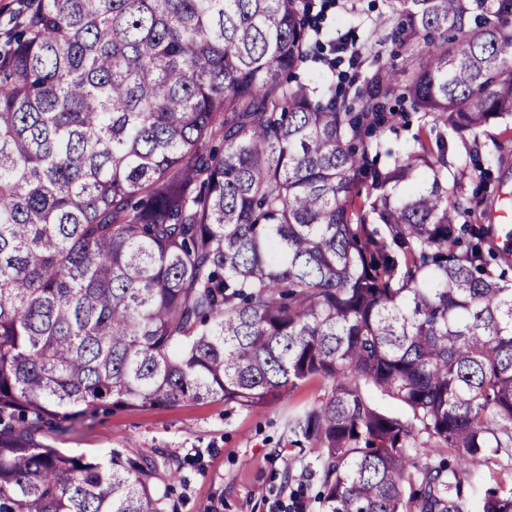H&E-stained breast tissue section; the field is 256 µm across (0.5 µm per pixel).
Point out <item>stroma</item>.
<instances>
[{
	"label": "stroma",
	"instance_id": "35a3bbf8",
	"mask_svg": "<svg viewBox=\"0 0 512 512\" xmlns=\"http://www.w3.org/2000/svg\"><path fill=\"white\" fill-rule=\"evenodd\" d=\"M324 9L311 40L318 49L301 69L319 84L368 78L379 63L393 61L395 48L377 22L383 0H314ZM431 142L436 134L421 122L397 120L393 129L368 135V156L388 164L415 137ZM481 151L501 147L486 197L471 218L494 227L493 243L503 246L512 217V131L505 123L487 126L478 138ZM326 382L312 377L269 397L253 408L224 405L219 399L182 401L155 408H107L45 434L46 443L70 454L104 460L137 461L154 456L152 485L166 490L162 512H321L316 495L321 472L316 453L288 431V419L316 405Z\"/></svg>",
	"mask_w": 512,
	"mask_h": 512
}]
</instances>
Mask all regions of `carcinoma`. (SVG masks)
I'll return each mask as SVG.
<instances>
[{
  "label": "carcinoma",
  "mask_w": 512,
  "mask_h": 512,
  "mask_svg": "<svg viewBox=\"0 0 512 512\" xmlns=\"http://www.w3.org/2000/svg\"><path fill=\"white\" fill-rule=\"evenodd\" d=\"M0 51V512H162L155 461L43 442L104 406L288 420L322 512H512V251L446 134L512 120V0H384L397 61L352 99L295 75L313 0H27ZM399 100L437 129L372 174ZM398 403L385 411L378 399ZM446 448L423 463L419 448Z\"/></svg>",
  "instance_id": "obj_1"
}]
</instances>
